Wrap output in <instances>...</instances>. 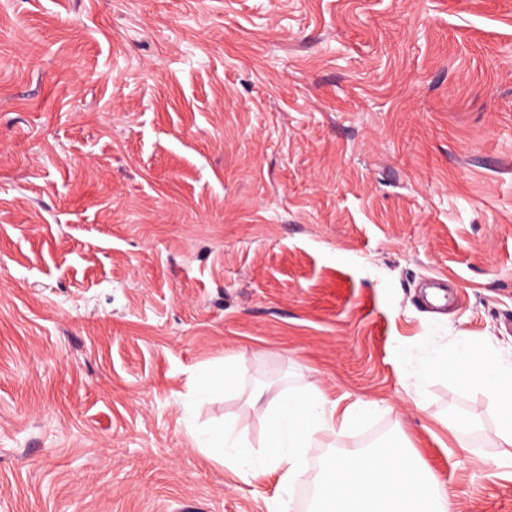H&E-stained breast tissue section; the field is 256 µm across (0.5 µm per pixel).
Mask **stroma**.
Instances as JSON below:
<instances>
[{
	"instance_id": "1",
	"label": "stroma",
	"mask_w": 512,
	"mask_h": 512,
	"mask_svg": "<svg viewBox=\"0 0 512 512\" xmlns=\"http://www.w3.org/2000/svg\"><path fill=\"white\" fill-rule=\"evenodd\" d=\"M463 336L512 361V0H0V512H301L191 437L298 386L375 404L305 474L400 442L512 512L416 373ZM239 360L234 357L225 359L222 371L203 370L197 380V395L207 397L217 391L229 392L239 385Z\"/></svg>"
}]
</instances>
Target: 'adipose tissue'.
<instances>
[{
    "instance_id": "obj_1",
    "label": "adipose tissue",
    "mask_w": 512,
    "mask_h": 512,
    "mask_svg": "<svg viewBox=\"0 0 512 512\" xmlns=\"http://www.w3.org/2000/svg\"><path fill=\"white\" fill-rule=\"evenodd\" d=\"M445 371L478 386L494 402L501 447H512V362L474 349L459 340L449 353L433 358L424 373ZM370 410L359 402L340 407L324 391L298 387L282 393L266 413V445L262 457L236 434L230 423L215 425L195 437V446L238 474L276 473L283 490H292L305 455L316 437L357 423ZM317 499L323 512H453L447 487L426 462L396 447L336 457L323 476Z\"/></svg>"
}]
</instances>
